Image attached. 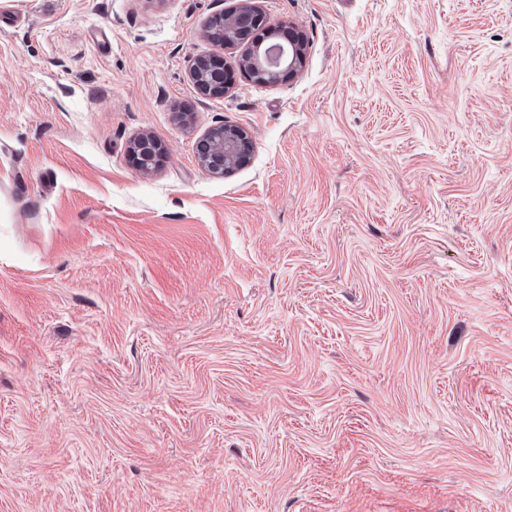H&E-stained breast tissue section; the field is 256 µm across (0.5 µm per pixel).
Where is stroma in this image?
Masks as SVG:
<instances>
[{"label": "stroma", "instance_id": "35a3bbf8", "mask_svg": "<svg viewBox=\"0 0 512 512\" xmlns=\"http://www.w3.org/2000/svg\"><path fill=\"white\" fill-rule=\"evenodd\" d=\"M233 3L0 0V512H512V0ZM235 2H237L236 6L230 9H225L224 11L213 15L209 19L204 29V34L206 37L210 38L213 23L222 17H224L226 23L232 25V27L227 28L225 31V38L223 43L224 46L234 44L230 41L232 38L230 34L231 31H249L248 33L250 39L254 33L264 28V16L257 10L256 6L254 5V0H239ZM245 56V70L262 83H276L284 77H293L304 63L306 43L300 37L290 36L286 44L272 43L263 47L253 42ZM249 134L243 127L222 124L213 127L198 143L202 166L216 174L230 173L249 162ZM151 144H154L152 147ZM146 149L152 150L153 154ZM129 151L134 158H136V166L143 171H148L158 161V157L162 156V147L158 142L149 135H142L135 138L130 146ZM137 156V157H136Z\"/></svg>", "mask_w": 512, "mask_h": 512}]
</instances>
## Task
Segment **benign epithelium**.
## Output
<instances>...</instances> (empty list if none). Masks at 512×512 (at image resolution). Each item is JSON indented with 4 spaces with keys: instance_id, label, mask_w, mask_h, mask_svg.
Listing matches in <instances>:
<instances>
[{
    "instance_id": "obj_1",
    "label": "benign epithelium",
    "mask_w": 512,
    "mask_h": 512,
    "mask_svg": "<svg viewBox=\"0 0 512 512\" xmlns=\"http://www.w3.org/2000/svg\"><path fill=\"white\" fill-rule=\"evenodd\" d=\"M224 19L230 24L225 31L224 45L231 44V32L242 30L254 34L264 28V16L257 10L254 0H237V5L213 15L204 29L211 35L213 23ZM306 43L291 36L288 42L272 43L268 46L256 41L245 56L244 67L262 83H276L284 77H293L304 63ZM136 157V166L148 171L162 156V147L149 135L135 138L130 146ZM250 141L246 129L237 125L222 124L212 128L198 143V155L202 166L216 174H226L249 162Z\"/></svg>"
}]
</instances>
